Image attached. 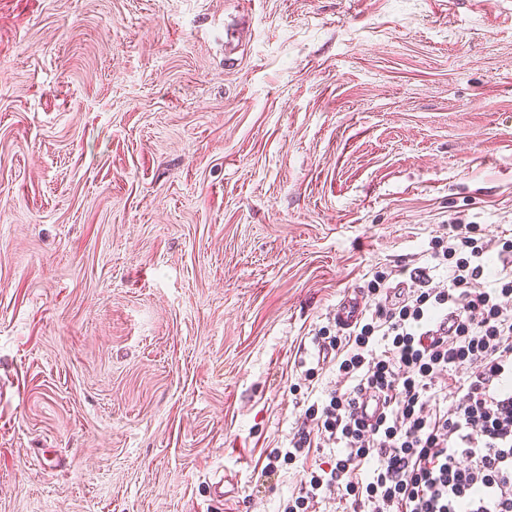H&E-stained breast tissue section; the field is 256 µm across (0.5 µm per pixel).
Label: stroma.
<instances>
[{
  "mask_svg": "<svg viewBox=\"0 0 512 512\" xmlns=\"http://www.w3.org/2000/svg\"><path fill=\"white\" fill-rule=\"evenodd\" d=\"M456 222L512 239V0H0V512H282L319 332ZM310 434L311 430L305 431L304 429H302V431H298V433L294 435L290 442L292 443L293 448H286L284 453L282 448H273L272 450H270L269 453L267 454V459L269 462L265 468L273 470L274 467H277L276 464L280 461L282 456L283 462H291L295 460L300 454H302L305 447L310 448Z\"/></svg>",
  "mask_w": 512,
  "mask_h": 512,
  "instance_id": "35a3bbf8",
  "label": "stroma"
}]
</instances>
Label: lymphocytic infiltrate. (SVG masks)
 Returning a JSON list of instances; mask_svg holds the SVG:
<instances>
[{
  "mask_svg": "<svg viewBox=\"0 0 512 512\" xmlns=\"http://www.w3.org/2000/svg\"><path fill=\"white\" fill-rule=\"evenodd\" d=\"M490 250L471 225L454 224L448 287L393 303L387 276L373 277V308L327 339L346 388L307 407L313 431L267 455L273 465L293 461L315 435L343 451L334 467L311 472L285 512H310L332 487L368 512H512V271L490 272ZM463 364L472 372L444 407L433 382ZM368 396L382 402L370 422L358 413ZM365 465L366 482H354Z\"/></svg>",
  "mask_w": 512,
  "mask_h": 512,
  "instance_id": "1",
  "label": "lymphocytic infiltrate"
}]
</instances>
